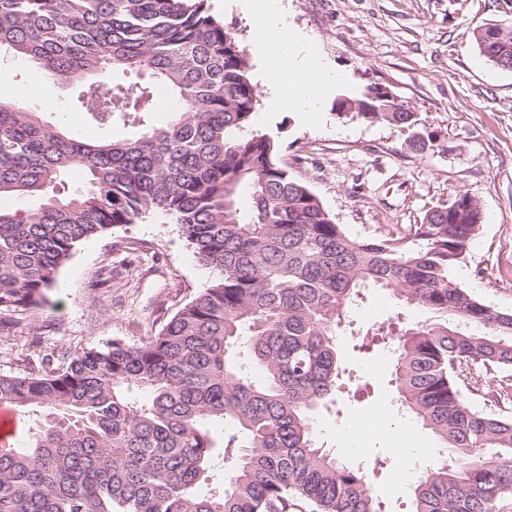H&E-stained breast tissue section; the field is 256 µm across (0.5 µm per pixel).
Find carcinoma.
Segmentation results:
<instances>
[{"label":"carcinoma","mask_w":512,"mask_h":512,"mask_svg":"<svg viewBox=\"0 0 512 512\" xmlns=\"http://www.w3.org/2000/svg\"><path fill=\"white\" fill-rule=\"evenodd\" d=\"M206 2L0 0V49L60 80L95 78L79 111L140 127L92 143L0 99V196L42 197L0 210V325L46 301L81 241L150 213L218 273L138 345L30 355L23 373L0 374V405L43 413L25 447L0 446V512H384L368 474L313 432L365 288L430 314L366 331L393 337L398 401L448 451L414 483L409 512H501L512 417L472 406L458 382L464 366L512 369V313L451 276L479 200L464 192L402 233L349 236L270 137L244 134L257 102L248 59ZM478 46L512 64L511 30L489 28ZM361 99L377 111L353 118L417 123L379 111L378 87ZM171 106L174 119L154 122ZM72 174L70 196L46 193Z\"/></svg>","instance_id":"cac0c4a2"}]
</instances>
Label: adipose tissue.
Here are the masks:
<instances>
[{"label": "adipose tissue", "instance_id": "adipose-tissue-1", "mask_svg": "<svg viewBox=\"0 0 512 512\" xmlns=\"http://www.w3.org/2000/svg\"><path fill=\"white\" fill-rule=\"evenodd\" d=\"M281 0H266L253 23L252 48L261 59L267 91L272 104L281 110L316 112L327 86L342 82L340 71L327 68L311 39L289 32ZM344 449L355 443L377 445L379 450L397 455L401 470L392 488L403 492L414 476L416 462L427 459L431 448L402 418L391 413L370 416L360 413L336 427Z\"/></svg>", "mask_w": 512, "mask_h": 512}]
</instances>
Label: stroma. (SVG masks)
<instances>
[{"instance_id": "obj_1", "label": "stroma", "mask_w": 512, "mask_h": 512, "mask_svg": "<svg viewBox=\"0 0 512 512\" xmlns=\"http://www.w3.org/2000/svg\"><path fill=\"white\" fill-rule=\"evenodd\" d=\"M263 0H208L210 13L249 46L254 8ZM290 30L307 34L322 60L346 80L330 89L318 112L276 110L260 86V63L249 55L258 87L250 128L273 138L278 160L307 182L323 205L354 238L383 235L421 223L425 214L455 196L475 194L483 222L466 259L452 277L495 310L512 313V69L488 62L476 36L494 24H512V0H281ZM40 73L0 52V98L42 113L45 121L89 140L125 138L129 126L100 127L74 107L87 85L53 81L55 108L31 92ZM382 86L415 112L403 129L386 123L342 119L336 99ZM217 274L199 262L176 224L150 215L82 241L62 266L45 303L0 334V374L22 372L33 352H79L112 339L135 345L152 335L212 283ZM350 315L352 332L340 344L343 385L314 420L315 436L336 448L337 423L385 406L398 412L390 383L391 349L378 341L362 349L355 328L401 317L426 319L420 308L398 310L376 288ZM503 371L465 368L459 374L472 402L512 414ZM374 494L384 512H406L409 493L389 494L399 471L389 452L367 453Z\"/></svg>"}]
</instances>
